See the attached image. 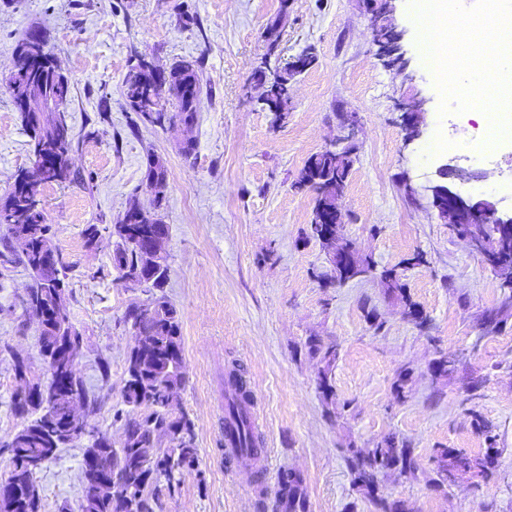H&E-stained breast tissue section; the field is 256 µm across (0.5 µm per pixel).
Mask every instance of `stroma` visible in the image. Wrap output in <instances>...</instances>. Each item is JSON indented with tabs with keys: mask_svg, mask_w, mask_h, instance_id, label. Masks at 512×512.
<instances>
[{
	"mask_svg": "<svg viewBox=\"0 0 512 512\" xmlns=\"http://www.w3.org/2000/svg\"><path fill=\"white\" fill-rule=\"evenodd\" d=\"M365 0H0V197L18 170L31 167L29 135L6 84L14 49L40 31L71 81L65 112L79 147L80 182L41 189L51 242L67 264L70 320L80 332L79 374L90 398L81 413L89 431L120 445L125 361L134 343L128 308L151 289L126 287L112 262L115 241L86 246V225L119 223L131 204L152 210L146 179L152 157L168 169L157 210L169 228L163 288L180 318L187 381L177 410L192 424L199 464L177 485L159 487L154 512H263L283 470L300 472L310 512H375L351 483L346 450L388 435L413 450L416 475L381 480L382 494L409 512H512V318L501 332L483 329L498 306L499 280L468 243L449 231L424 185L441 164L460 168L451 188L495 182L499 169H465L458 153L423 158L441 124L440 95L423 63L406 0L394 15L403 30L405 72L376 55ZM277 48H268V28ZM313 49L315 64L293 80L284 124L257 104L254 72L262 60L288 67ZM161 68L198 63L202 94L193 130L196 149L181 151L174 125L133 127L123 79L136 57ZM429 100L423 139L408 143L397 122L401 98ZM358 120L356 161L338 200L344 233L377 270H395L426 316L416 328L379 278L337 283L321 244L307 235L313 193L293 188L308 157L336 137L340 114ZM28 269L0 256V477L12 436L25 424L14 410L16 359L28 378L46 380L38 320L26 305ZM374 320H367V313ZM318 338L337 352L335 407L318 385ZM460 354L454 376L435 379L436 350ZM240 364L260 414L268 469L245 468L224 452V377ZM411 370L404 398L393 387ZM480 414L503 453L489 476L433 487L435 451L481 455ZM86 440L61 448L36 477L42 512H81ZM265 494H257V487Z\"/></svg>",
	"mask_w": 512,
	"mask_h": 512,
	"instance_id": "stroma-1",
	"label": "stroma"
}]
</instances>
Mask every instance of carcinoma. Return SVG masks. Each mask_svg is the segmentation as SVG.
I'll return each mask as SVG.
<instances>
[{"instance_id": "cac0c4a2", "label": "carcinoma", "mask_w": 512, "mask_h": 512, "mask_svg": "<svg viewBox=\"0 0 512 512\" xmlns=\"http://www.w3.org/2000/svg\"><path fill=\"white\" fill-rule=\"evenodd\" d=\"M144 59H139L123 79V92L133 110L151 97L150 90L140 83ZM181 64L171 66L173 71L169 93L175 98L176 112L169 116L161 107L151 114L150 124L162 125L177 119L188 132H193L200 103V80L197 68L187 72ZM66 91L49 76L36 88V95L43 96L61 106L70 98L71 84L64 79ZM30 137V146L42 147L54 153L56 169L51 181L60 184L74 182L77 174L72 171L69 155L73 150V136L54 131L55 120L48 117L32 120L21 116ZM354 150L350 147L340 154L318 152L311 155L300 172L303 178L317 186L311 220H316L318 210L336 201V193H326L330 185L342 190L353 166ZM146 173L156 186L154 208L160 209L167 187L165 163L154 158L149 160ZM44 179L37 171L21 169L15 176L10 192L0 197V246L8 250L13 241L23 244L22 261L32 279L41 284L40 341L43 354H53L71 339L73 328L65 303L64 280L60 270L44 269L39 265V255L46 241L49 225L45 223L40 187ZM129 220L122 221L108 230L109 236L118 238L113 251V265L124 278L145 265L142 253L132 244L133 234L142 237L155 232L162 223L156 214L138 207L127 211ZM484 242L482 261L499 278L502 299L497 308L485 315L484 329L488 333L499 332L505 318L512 315V236L493 237ZM152 312L143 315L137 307L126 314V323L132 330L148 340L142 351L130 352L126 359V380L123 402L135 415H127L124 423L125 438L132 446L117 448L104 436L93 440L84 452L82 463L83 495L82 512H154L151 500L161 482L172 487L176 477L193 469L198 461V450L192 422L175 413L170 399L185 386L186 372L183 360L181 327L177 310L166 296L153 295L149 300ZM309 350L321 356L323 369L319 373V389L326 405L335 404L331 373L336 361V349L324 347L318 340L309 341ZM75 380L71 381V394L57 393L45 399L31 384L19 389L14 408L20 414H30L29 420L8 443L11 448V466L7 485L0 488V512H42L41 499L35 484L37 473L55 459L63 442L53 439L55 428L68 424L66 409L72 398L87 399L83 380L77 364H72ZM224 429L241 448L237 461L252 464L258 454L259 436L253 429L246 406L250 390L241 369L235 368L225 382ZM476 427L486 433L487 447L480 456H471L458 448L436 449L438 462L437 486L448 480L451 471L487 476L495 468L501 450L495 436L479 414L474 415ZM348 466L352 485L368 496L377 512H407L404 502L390 500L380 494L379 479L395 474L409 478L415 475L412 451L409 446L393 437H386L367 450L348 449ZM302 475L293 470L281 473L279 493L273 504L274 512H309V502L303 489Z\"/></svg>"}]
</instances>
